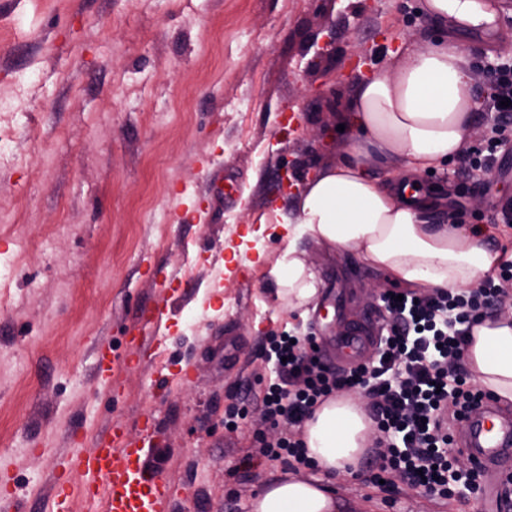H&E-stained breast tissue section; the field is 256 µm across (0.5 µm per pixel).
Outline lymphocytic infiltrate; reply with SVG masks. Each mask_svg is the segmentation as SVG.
Here are the masks:
<instances>
[{"mask_svg": "<svg viewBox=\"0 0 512 512\" xmlns=\"http://www.w3.org/2000/svg\"><path fill=\"white\" fill-rule=\"evenodd\" d=\"M493 80L485 109L493 117L486 144L471 149L470 169L489 171L503 146L512 141V62L490 67ZM512 280L505 263L499 280L481 288L404 293L402 300L384 297L388 334L382 337L372 365L347 372L332 370L305 338L271 337L270 356L276 371L259 412L269 433L259 435L258 454L271 463L308 465L302 427L315 407L335 393L360 388L371 397V416L384 448L369 468L385 474L405 473L427 496L449 499L479 490L480 472L464 468V453L455 448L450 422H457L477 397V386L461 366L446 364L462 357L471 328L492 305H503V281Z\"/></svg>", "mask_w": 512, "mask_h": 512, "instance_id": "obj_1", "label": "lymphocytic infiltrate"}]
</instances>
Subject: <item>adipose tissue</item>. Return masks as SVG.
<instances>
[{
  "label": "adipose tissue",
  "instance_id": "obj_1",
  "mask_svg": "<svg viewBox=\"0 0 512 512\" xmlns=\"http://www.w3.org/2000/svg\"><path fill=\"white\" fill-rule=\"evenodd\" d=\"M430 15L481 29L496 25L485 0H426ZM479 101L469 57L456 40L415 46L392 70H378L358 86L343 121L358 131L341 162L322 168L299 191L279 223L285 243L267 267L266 283L289 312L306 313L321 279L309 246L355 253L396 282L422 291L471 287L512 252L491 251L487 229L428 220L436 207L421 176L448 163L471 135ZM400 161L396 181L371 169ZM480 385L512 403V314L484 318L465 350ZM374 424L361 400L333 396L305 421L307 455L329 474H349L373 443ZM251 512H341L318 479L287 478L254 497Z\"/></svg>",
  "mask_w": 512,
  "mask_h": 512
}]
</instances>
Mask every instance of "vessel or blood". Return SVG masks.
Segmentation results:
<instances>
[{"instance_id":"obj_1","label":"vessel or blood","mask_w":512,"mask_h":512,"mask_svg":"<svg viewBox=\"0 0 512 512\" xmlns=\"http://www.w3.org/2000/svg\"><path fill=\"white\" fill-rule=\"evenodd\" d=\"M461 429V446L473 466L512 471V418L503 417L493 400L482 398ZM64 460V470L53 477L52 512H70L78 499L102 512H160L168 497L162 473L146 462L142 448L128 441L122 426H113L88 452L68 454Z\"/></svg>"}]
</instances>
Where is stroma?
Listing matches in <instances>:
<instances>
[{"mask_svg":"<svg viewBox=\"0 0 512 512\" xmlns=\"http://www.w3.org/2000/svg\"><path fill=\"white\" fill-rule=\"evenodd\" d=\"M495 2L489 34L450 31L424 0H0V98L12 104L0 112V259L11 263L0 273V490L17 496L7 512H49L59 454L89 450L116 423L139 435L149 415L144 453L170 486L161 512H249L262 487L315 477L252 456L266 428V339L360 326L381 307L376 291L401 285L355 255L320 252L321 291L303 316L232 250L263 217L259 245L279 257L277 215L294 199L277 188L280 168L299 186L341 161L358 84L412 45L455 34L486 101L489 64L512 58V0ZM432 180L466 223L491 228V250L512 249V152L490 173L459 159ZM161 295L171 305L155 361L121 364L140 309ZM105 351L118 360L108 387ZM240 407L245 418L225 428ZM332 487L347 512H479L476 498L433 499L391 478Z\"/></svg>","mask_w":512,"mask_h":512,"instance_id":"35a3bbf8","label":"stroma"}]
</instances>
